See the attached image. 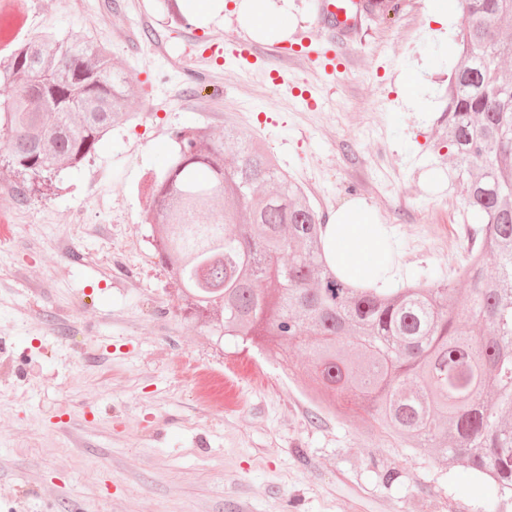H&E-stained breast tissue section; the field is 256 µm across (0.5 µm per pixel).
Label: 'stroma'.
<instances>
[{"label":"stroma","mask_w":512,"mask_h":512,"mask_svg":"<svg viewBox=\"0 0 512 512\" xmlns=\"http://www.w3.org/2000/svg\"><path fill=\"white\" fill-rule=\"evenodd\" d=\"M23 2L28 34L105 46L151 109L132 103L130 120L53 190L0 171V211L18 215L0 245V512H485L470 469L366 444L369 424L350 411L313 422L300 348L283 360L186 320L146 196L176 128L220 135L231 123L277 157L323 220L366 199L395 254L394 286L436 273L464 291L480 224L450 184L438 123L460 14L397 0L342 37L319 0H292L283 65L257 38L251 55L225 52L243 32L236 16H196L187 0L172 12L139 0L164 56L127 0ZM276 69L287 84L272 82ZM386 468L398 480L383 482Z\"/></svg>","instance_id":"35a3bbf8"}]
</instances>
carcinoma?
<instances>
[{"label":"carcinoma","mask_w":512,"mask_h":512,"mask_svg":"<svg viewBox=\"0 0 512 512\" xmlns=\"http://www.w3.org/2000/svg\"><path fill=\"white\" fill-rule=\"evenodd\" d=\"M460 62L448 91V177L465 190L482 240L467 245V296L437 279L390 293L357 288L328 265L323 224L301 186L233 127L174 131L176 157L151 187L153 237L190 317L218 336L270 339L307 354L313 392L367 403L381 440L430 448L512 494V99L498 70L512 0H461ZM0 169L42 183L94 155L129 116L131 78L92 42L39 33L0 61ZM235 152V167L227 156ZM259 182L268 189L251 194ZM498 260L490 272L488 260Z\"/></svg>","instance_id":"carcinoma-1"}]
</instances>
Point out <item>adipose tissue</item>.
I'll return each mask as SVG.
<instances>
[{"mask_svg": "<svg viewBox=\"0 0 512 512\" xmlns=\"http://www.w3.org/2000/svg\"><path fill=\"white\" fill-rule=\"evenodd\" d=\"M242 26L269 42L287 38L293 17L283 0H236ZM334 267L349 280L382 284L384 241L374 207L362 198L349 199L334 213L325 230Z\"/></svg>", "mask_w": 512, "mask_h": 512, "instance_id": "1", "label": "adipose tissue"}]
</instances>
